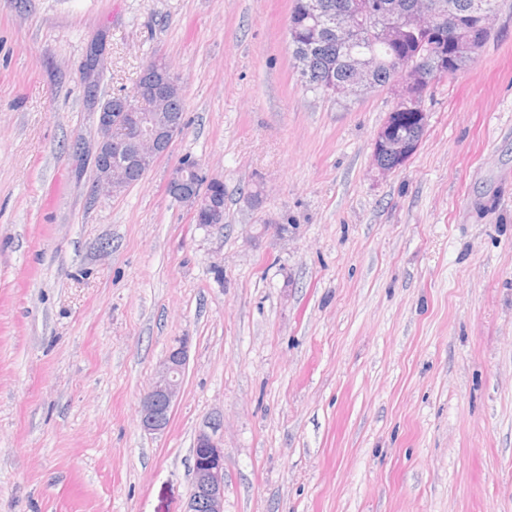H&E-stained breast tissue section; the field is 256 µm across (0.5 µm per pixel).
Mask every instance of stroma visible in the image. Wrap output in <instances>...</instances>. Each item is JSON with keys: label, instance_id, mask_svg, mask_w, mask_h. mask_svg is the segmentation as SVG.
I'll list each match as a JSON object with an SVG mask.
<instances>
[{"label": "stroma", "instance_id": "obj_1", "mask_svg": "<svg viewBox=\"0 0 512 512\" xmlns=\"http://www.w3.org/2000/svg\"><path fill=\"white\" fill-rule=\"evenodd\" d=\"M292 6L0 0V512H184L212 422L224 512H512V0L387 174L396 87L307 91ZM100 36L97 99L161 56L186 105L116 195L81 79ZM186 157L223 180V228L168 193ZM187 361L184 344L172 347L151 383L139 399L142 427L152 433L163 432L170 423L172 409L181 391V375Z\"/></svg>", "mask_w": 512, "mask_h": 512}]
</instances>
